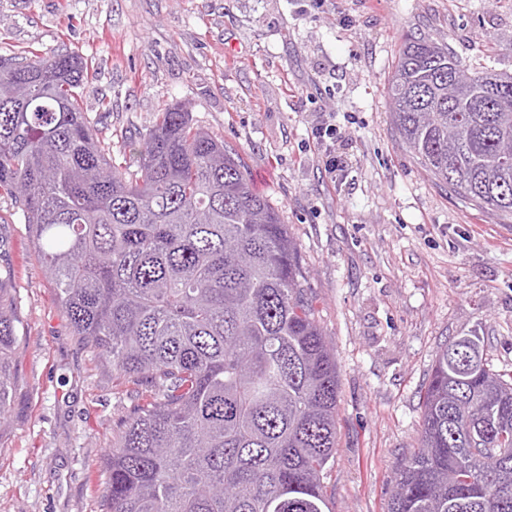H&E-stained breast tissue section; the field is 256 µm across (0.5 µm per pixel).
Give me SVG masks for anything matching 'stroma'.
I'll list each match as a JSON object with an SVG mask.
<instances>
[{
	"label": "stroma",
	"mask_w": 512,
	"mask_h": 512,
	"mask_svg": "<svg viewBox=\"0 0 512 512\" xmlns=\"http://www.w3.org/2000/svg\"><path fill=\"white\" fill-rule=\"evenodd\" d=\"M406 35L512 74V0H0V57L87 60L100 140L120 148L182 103L279 211L336 354L331 512H387L441 347L478 332L512 371V223L434 181L391 125ZM324 119L350 159L335 180L311 135ZM7 269L21 342L0 416V512H105L104 460L138 388L74 336L21 209L0 197Z\"/></svg>",
	"instance_id": "obj_1"
}]
</instances>
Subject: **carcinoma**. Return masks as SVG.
Returning <instances> with one entry per match:
<instances>
[{"mask_svg": "<svg viewBox=\"0 0 512 512\" xmlns=\"http://www.w3.org/2000/svg\"><path fill=\"white\" fill-rule=\"evenodd\" d=\"M77 54L0 59V195L19 204L74 335L141 387L105 459L106 512H329L339 379L296 243L240 159L169 104L112 162ZM387 95L406 149L512 221V74L405 36ZM0 273V415L17 320ZM388 512H512V374L473 332L437 353Z\"/></svg>", "mask_w": 512, "mask_h": 512, "instance_id": "carcinoma-1", "label": "carcinoma"}]
</instances>
